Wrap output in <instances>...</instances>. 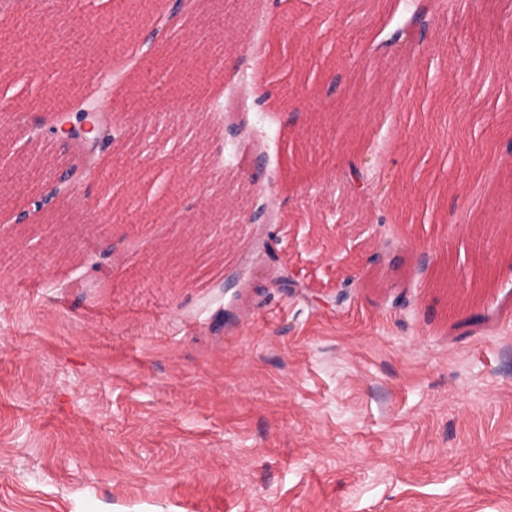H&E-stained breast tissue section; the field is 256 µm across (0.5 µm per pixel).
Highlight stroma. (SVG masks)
I'll use <instances>...</instances> for the list:
<instances>
[{"instance_id": "stroma-1", "label": "stroma", "mask_w": 512, "mask_h": 512, "mask_svg": "<svg viewBox=\"0 0 512 512\" xmlns=\"http://www.w3.org/2000/svg\"><path fill=\"white\" fill-rule=\"evenodd\" d=\"M191 2L165 40L139 32L150 71L124 62L131 18L108 38L92 26L109 0H70L46 61L5 51L0 99L24 128H48L63 62L74 93L111 75L96 108L130 135L60 202L76 253L0 236V512H512V262L474 261L512 253V0L434 18L417 55L379 48L385 20L409 17L382 2L318 23L287 0ZM260 34L270 96L250 122L271 201L184 277L157 204L181 193L202 229L213 196L250 208L255 172L224 130L256 94L237 81L212 90L217 111L180 114L173 75L208 51L233 74ZM29 153L0 150V226L40 220ZM101 206L117 257L89 274L77 253L99 247ZM479 224L495 234L476 240ZM270 244L294 288L270 285ZM243 254L237 296L219 282Z\"/></svg>"}]
</instances>
